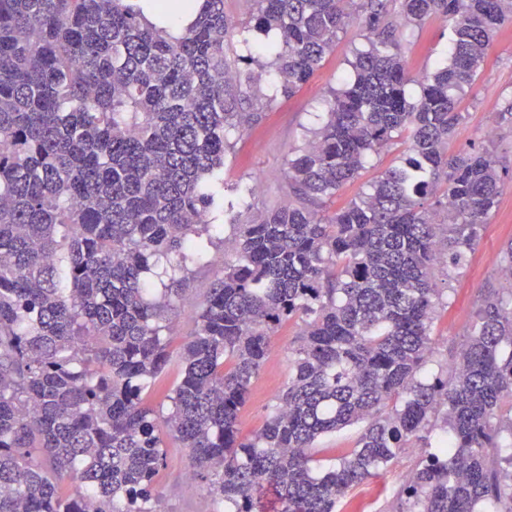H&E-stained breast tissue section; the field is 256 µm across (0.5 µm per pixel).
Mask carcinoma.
Masks as SVG:
<instances>
[{"label": "carcinoma", "mask_w": 512, "mask_h": 512, "mask_svg": "<svg viewBox=\"0 0 512 512\" xmlns=\"http://www.w3.org/2000/svg\"><path fill=\"white\" fill-rule=\"evenodd\" d=\"M252 2L253 28L278 34L263 52L285 97L353 22L369 47L289 153L296 201L233 225L165 413L146 394L210 236L207 184L258 120L238 111L253 72L224 53V0L186 5L177 34L135 0H0V512H163L165 435L224 512H259L267 491L277 512H339L437 421L448 436L406 476L400 512H512V246L507 295L486 298L451 370L418 378L448 307L432 269L444 250L462 265L506 187L494 151L447 147L512 0H400L397 16L387 0ZM431 16L454 19L448 63L410 102L399 27ZM398 137L403 164L322 213ZM290 322L288 383L243 438L239 412ZM355 423V444L318 465V439Z\"/></svg>", "instance_id": "1"}]
</instances>
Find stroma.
I'll return each instance as SVG.
<instances>
[{
    "label": "stroma",
    "instance_id": "obj_1",
    "mask_svg": "<svg viewBox=\"0 0 512 512\" xmlns=\"http://www.w3.org/2000/svg\"><path fill=\"white\" fill-rule=\"evenodd\" d=\"M251 9L250 0H224V14L232 28L224 52L233 60L247 55L252 57L251 69L256 82L243 109L258 113L259 118L243 137L232 138V147L224 159L223 181L214 187L219 206L208 216L212 242L192 265L189 289L171 314L173 358L157 391L148 395L149 401L159 408L168 405L163 391L172 388L181 376L177 356L184 340L195 329L199 305L224 269V240L232 234L229 211L240 212L242 220L247 221L287 203L289 151L302 144L306 130L317 127L327 110L331 90L346 82L355 53L368 47L363 24L352 23L339 33L335 47L326 54L315 75L293 97L286 98L279 92L277 73L258 51L264 35L247 28ZM451 27V20L433 17L424 23L422 30L404 31L402 48L414 78L406 88L408 98L419 95V78L446 62ZM511 100L512 23H509L495 36L478 78L463 103L466 120L460 134L449 143V152H464L474 146L494 149L500 171L511 177L512 120L498 116L505 103ZM406 153L407 146L400 141L373 153L360 177L339 192L334 206H342L356 196L380 171L401 165ZM511 243L512 189L509 188L488 213L477 244L468 252L463 267L449 270L444 260L436 267L437 273L450 275L447 291L450 306L433 326L436 354L434 362L426 369L427 376L438 375L453 365L483 299L505 287L504 250ZM298 332V327L289 323L272 336L266 362L240 413L242 435H252L263 426L277 395L287 383L288 356L298 344ZM165 443L167 464L157 476L154 489L166 512H216L218 503L206 485L189 476L191 465L187 449L170 437ZM417 461L415 450L406 449L388 471L354 490V497L369 496L368 512H399L404 478Z\"/></svg>",
    "mask_w": 512,
    "mask_h": 512
}]
</instances>
